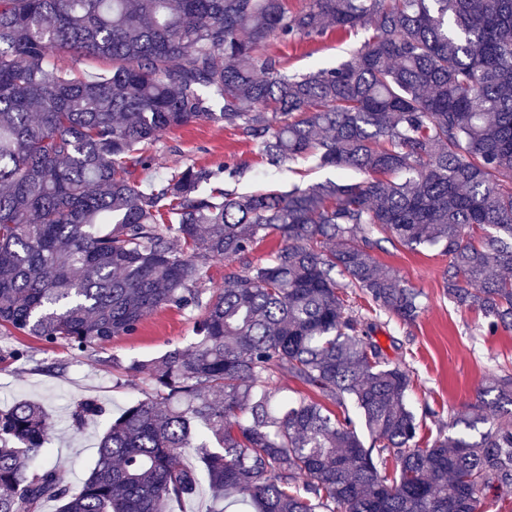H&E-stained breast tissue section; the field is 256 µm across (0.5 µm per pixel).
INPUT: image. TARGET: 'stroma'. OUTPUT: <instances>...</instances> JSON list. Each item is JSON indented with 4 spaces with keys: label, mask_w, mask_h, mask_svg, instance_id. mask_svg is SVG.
Segmentation results:
<instances>
[{
    "label": "stroma",
    "mask_w": 512,
    "mask_h": 512,
    "mask_svg": "<svg viewBox=\"0 0 512 512\" xmlns=\"http://www.w3.org/2000/svg\"><path fill=\"white\" fill-rule=\"evenodd\" d=\"M371 34L366 26L295 40L275 35L264 52L276 57L286 74H306L336 67ZM189 165L217 170L215 186L239 194L282 193L342 175L311 158L271 167L238 129L206 121L163 133L153 148L151 168L139 177L156 184ZM342 176L351 182L363 179L353 170ZM374 256L422 293L423 311L415 322L381 315L374 337L390 359L405 361L409 367L414 379L410 402L420 424L419 438L431 439L447 429L451 418L470 412L478 387L512 374V330L502 327L488 333L482 312L448 298L443 282L448 258L440 248L412 250L385 241ZM193 322L190 312L166 306L145 316L136 333L82 351L32 336H0V409L18 399L40 403L52 425L46 459L61 466L72 485H81L112 415L150 392L147 375L122 373V364L155 358L176 346L188 347ZM14 350L21 351V358H11ZM83 398L97 400L107 413L88 420L76 432L70 427L68 409Z\"/></svg>",
    "instance_id": "35a3bbf8"
}]
</instances>
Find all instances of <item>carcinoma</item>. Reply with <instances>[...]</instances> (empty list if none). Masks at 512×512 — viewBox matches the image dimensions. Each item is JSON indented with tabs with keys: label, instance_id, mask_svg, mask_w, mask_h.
Returning <instances> with one entry per match:
<instances>
[{
	"label": "carcinoma",
	"instance_id": "carcinoma-1",
	"mask_svg": "<svg viewBox=\"0 0 512 512\" xmlns=\"http://www.w3.org/2000/svg\"><path fill=\"white\" fill-rule=\"evenodd\" d=\"M369 23L332 69L290 77L262 54L274 34ZM61 53L109 67L78 74ZM199 121L240 129L272 166L314 157L369 179L239 196L191 165L145 191L135 171L160 135ZM272 235L269 258L247 261ZM385 238L442 247L448 297L491 333L512 327V0H0V335L82 350L162 306L205 307L191 349L123 367L154 395L112 418L78 490L35 464L51 441L43 407L0 409V512H176L204 477L211 512L240 493L252 512L506 500L512 376L420 446L411 371L371 336L383 314L422 311L378 266ZM224 258L245 264L204 305L202 267ZM283 376L310 393H283ZM103 413L76 401L73 430ZM188 448L197 470L179 461Z\"/></svg>",
	"mask_w": 512,
	"mask_h": 512
}]
</instances>
